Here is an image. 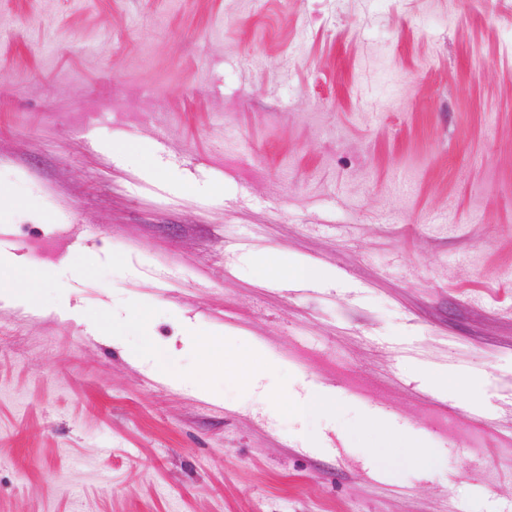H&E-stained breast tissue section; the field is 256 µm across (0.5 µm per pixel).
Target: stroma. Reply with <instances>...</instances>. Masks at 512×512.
<instances>
[{
    "label": "stroma",
    "instance_id": "35a3bbf8",
    "mask_svg": "<svg viewBox=\"0 0 512 512\" xmlns=\"http://www.w3.org/2000/svg\"><path fill=\"white\" fill-rule=\"evenodd\" d=\"M0 184L50 271L0 306V512H512V0H0ZM128 301L332 387L330 451L130 362ZM333 278L330 270L311 266L300 260L290 261L281 258L273 268L271 279L279 282L284 288L298 287L310 281H325Z\"/></svg>",
    "mask_w": 512,
    "mask_h": 512
}]
</instances>
